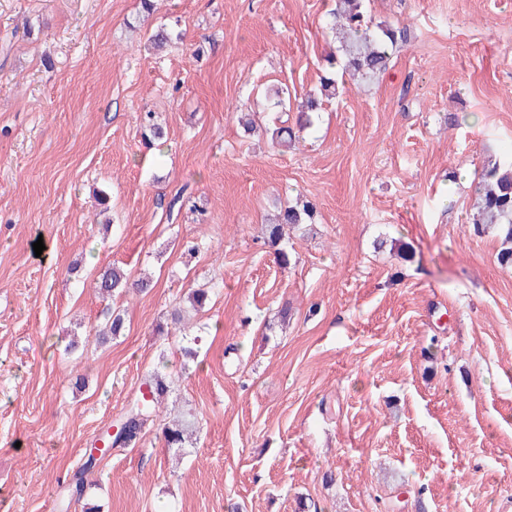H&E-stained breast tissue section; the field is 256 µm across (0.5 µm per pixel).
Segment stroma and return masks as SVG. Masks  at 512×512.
<instances>
[{
  "instance_id": "obj_1",
  "label": "stroma",
  "mask_w": 512,
  "mask_h": 512,
  "mask_svg": "<svg viewBox=\"0 0 512 512\" xmlns=\"http://www.w3.org/2000/svg\"><path fill=\"white\" fill-rule=\"evenodd\" d=\"M334 6L0 0V512L512 500V269L470 226L475 172L512 154V0H366L408 44L372 81L337 77L282 149L270 131L318 87ZM160 27L166 49L147 50ZM243 113L261 132L244 135ZM298 195L316 214L287 230L283 266L266 219ZM115 265L150 288L101 298ZM202 287L209 304L175 329L170 310ZM114 310L125 333L99 342ZM154 368L170 383L158 421L69 498ZM177 416L197 431L170 448L160 426Z\"/></svg>"
}]
</instances>
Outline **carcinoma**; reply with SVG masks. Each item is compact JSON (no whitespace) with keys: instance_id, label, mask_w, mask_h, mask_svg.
Listing matches in <instances>:
<instances>
[{"instance_id":"cac0c4a2","label":"carcinoma","mask_w":512,"mask_h":512,"mask_svg":"<svg viewBox=\"0 0 512 512\" xmlns=\"http://www.w3.org/2000/svg\"><path fill=\"white\" fill-rule=\"evenodd\" d=\"M329 29L341 31L340 51L344 62L343 71L353 72L364 78L385 70L395 51L408 41L407 31L380 23L370 24L363 10V0H336V10L330 13ZM319 99L310 94L302 101L299 110V129L312 126L313 117L318 113ZM474 194L477 212L473 218V229L483 234L491 229L497 231L507 247L499 253V263L512 266V159L490 161L476 173ZM313 204L300 197L281 208L279 220L267 225V241L275 246L282 237V225L306 224L313 218ZM386 240L377 242V248L387 246ZM390 251L405 261H413L414 253L406 243L395 241L389 244ZM129 287V278L124 269L114 266L105 272L97 282L101 295L110 296L119 289ZM125 331V320L120 313H111L99 335L103 339L116 338ZM142 385L150 389L152 398L139 397L124 415L125 434L116 435L112 444L134 443L142 428L151 417L157 416L162 398L167 391L166 379L157 371L149 372ZM196 430L192 420H181L163 429L166 445L181 448L186 439Z\"/></svg>"}]
</instances>
